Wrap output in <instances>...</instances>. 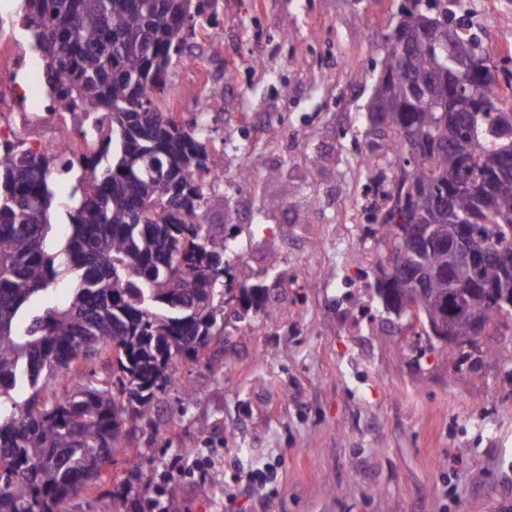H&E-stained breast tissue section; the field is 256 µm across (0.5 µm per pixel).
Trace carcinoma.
I'll return each mask as SVG.
<instances>
[{
  "label": "carcinoma",
  "instance_id": "carcinoma-1",
  "mask_svg": "<svg viewBox=\"0 0 512 512\" xmlns=\"http://www.w3.org/2000/svg\"><path fill=\"white\" fill-rule=\"evenodd\" d=\"M28 2L54 105L110 118L99 149L79 158L88 177L55 251L51 176L72 160L0 156V512H64L151 414L172 362L198 358L223 329L228 269L216 261L233 244L205 224L204 180L223 165L207 151L203 113L179 124L155 99L209 0ZM410 3L383 36L365 134L367 155L389 158L399 175L370 178L385 204L365 237L384 247L394 225H424L427 239L405 251L386 287L400 298L424 283L428 313L466 337L458 303L474 286L512 296V273L497 263L475 271L448 259L459 220L488 249L512 250V107L475 73L465 77L494 111L448 92V74L481 57L480 46L448 0ZM63 281L69 299L25 319ZM474 306L491 334L512 321L494 297ZM105 354L112 382L80 373ZM61 377L72 388L50 393Z\"/></svg>",
  "mask_w": 512,
  "mask_h": 512
}]
</instances>
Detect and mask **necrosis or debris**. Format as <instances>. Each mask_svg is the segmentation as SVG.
<instances>
[{
	"mask_svg": "<svg viewBox=\"0 0 512 512\" xmlns=\"http://www.w3.org/2000/svg\"><path fill=\"white\" fill-rule=\"evenodd\" d=\"M91 123L86 113L44 101L30 52L13 31L0 28V153L22 142L38 154L90 152L97 146L88 134Z\"/></svg>",
	"mask_w": 512,
	"mask_h": 512,
	"instance_id": "1",
	"label": "necrosis or debris"
}]
</instances>
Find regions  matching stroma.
I'll return each instance as SVG.
<instances>
[{"label":"stroma","mask_w":512,"mask_h":512,"mask_svg":"<svg viewBox=\"0 0 512 512\" xmlns=\"http://www.w3.org/2000/svg\"><path fill=\"white\" fill-rule=\"evenodd\" d=\"M407 3L211 0L218 40L191 37L161 96L182 117L223 97L207 146L224 179L206 184L204 211L213 231L238 227L224 333L204 359L175 360L150 423L66 512L119 497L126 512H512V329L482 338L494 354L477 363L403 350L363 236L366 108ZM454 9L512 105V0ZM269 170L283 175L275 198L260 188ZM254 284L272 311L245 327L233 314ZM242 467L272 476L241 481Z\"/></svg>","instance_id":"stroma-1"}]
</instances>
